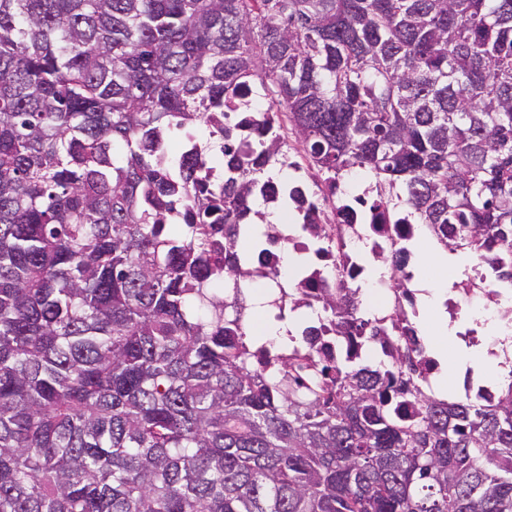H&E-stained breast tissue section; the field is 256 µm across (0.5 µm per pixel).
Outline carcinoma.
Segmentation results:
<instances>
[{"label":"carcinoma","instance_id":"carcinoma-1","mask_svg":"<svg viewBox=\"0 0 512 512\" xmlns=\"http://www.w3.org/2000/svg\"><path fill=\"white\" fill-rule=\"evenodd\" d=\"M256 82L512 286V0H0V512H512V382L435 395L343 286L384 361L248 338Z\"/></svg>","mask_w":512,"mask_h":512}]
</instances>
